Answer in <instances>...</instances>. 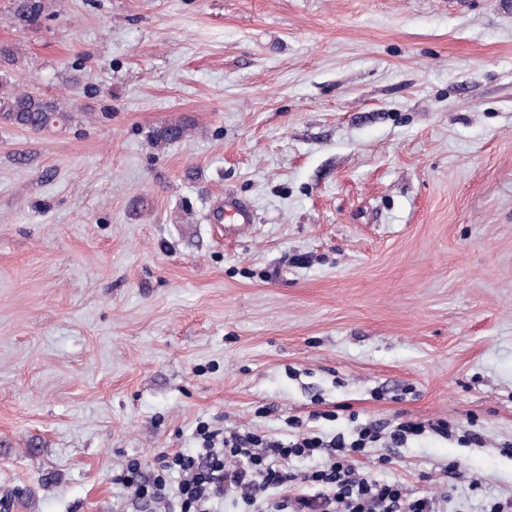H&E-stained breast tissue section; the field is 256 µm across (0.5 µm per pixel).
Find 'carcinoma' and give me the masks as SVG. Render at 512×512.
I'll list each match as a JSON object with an SVG mask.
<instances>
[{
    "instance_id": "obj_1",
    "label": "carcinoma",
    "mask_w": 512,
    "mask_h": 512,
    "mask_svg": "<svg viewBox=\"0 0 512 512\" xmlns=\"http://www.w3.org/2000/svg\"><path fill=\"white\" fill-rule=\"evenodd\" d=\"M12 20L18 26H26L43 16L47 0H13ZM73 113L33 91L22 90L12 80L11 74L0 72V122L32 131L50 130L56 123H68ZM191 127L184 122L171 123L152 132L151 143L167 144L188 136Z\"/></svg>"
}]
</instances>
